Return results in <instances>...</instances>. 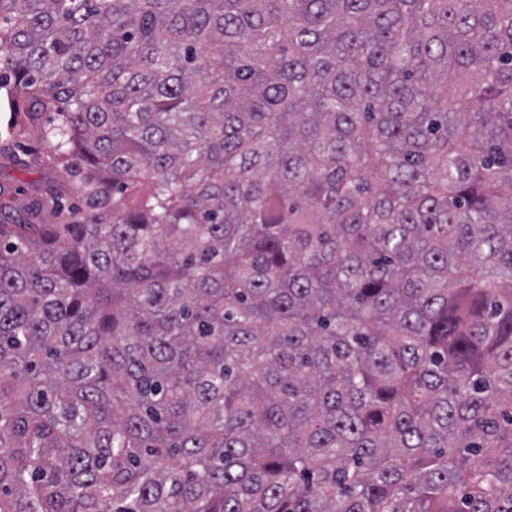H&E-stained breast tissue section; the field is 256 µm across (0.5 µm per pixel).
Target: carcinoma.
I'll list each match as a JSON object with an SVG mask.
<instances>
[{
	"instance_id": "1",
	"label": "carcinoma",
	"mask_w": 512,
	"mask_h": 512,
	"mask_svg": "<svg viewBox=\"0 0 512 512\" xmlns=\"http://www.w3.org/2000/svg\"><path fill=\"white\" fill-rule=\"evenodd\" d=\"M0 512H512V0H0ZM15 141L27 145L28 152L18 148ZM12 144L24 161H17L11 152L9 157L0 154V199L13 197L15 203L25 205L35 198L47 200L57 196L69 206L79 204L75 178L47 160L46 144L33 135L16 138Z\"/></svg>"
}]
</instances>
